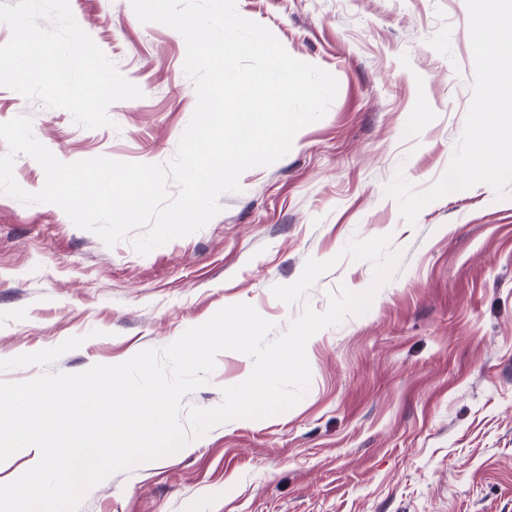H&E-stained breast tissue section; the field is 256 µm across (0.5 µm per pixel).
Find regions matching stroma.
Returning <instances> with one entry per match:
<instances>
[{"label":"stroma","instance_id":"35a3bbf8","mask_svg":"<svg viewBox=\"0 0 512 512\" xmlns=\"http://www.w3.org/2000/svg\"><path fill=\"white\" fill-rule=\"evenodd\" d=\"M78 25L143 91L87 128L61 108L0 87V122L29 116L58 159L164 164L196 105L174 29L141 23L130 0H70ZM338 93L291 151L246 170L203 229L139 255L107 247L56 205L0 194V359L83 344L53 371L118 364L246 302L285 331L325 311L340 286L368 288L344 259L305 300L271 289L355 237L401 253L370 310L307 344L309 391L291 410L212 427L181 452L110 475L80 512H512V198L485 184L427 205L415 225L384 187L417 189L455 152L474 77L465 0H237ZM250 357L218 355L182 412L212 408Z\"/></svg>","mask_w":512,"mask_h":512}]
</instances>
